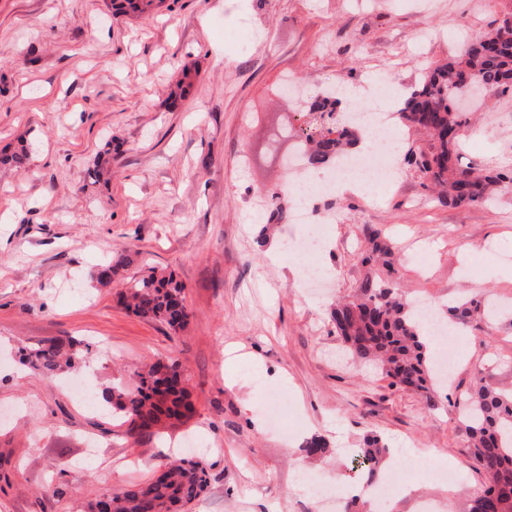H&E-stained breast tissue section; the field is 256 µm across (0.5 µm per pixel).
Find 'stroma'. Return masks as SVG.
Segmentation results:
<instances>
[{
  "mask_svg": "<svg viewBox=\"0 0 512 512\" xmlns=\"http://www.w3.org/2000/svg\"><path fill=\"white\" fill-rule=\"evenodd\" d=\"M510 14L512 0H163L128 18L107 0H0V155L32 146L23 167L0 164V512H81L155 476L190 435L205 447L208 487L188 512H340L299 489V475L332 490L364 484L351 457L373 435L434 454L386 512L424 500L469 512L483 479L452 415L341 359L330 311L384 276L366 258L376 230L400 245L406 294L438 309L473 296L512 304V276L490 273L512 267V185L489 205L448 208L404 164L394 193L319 199L336 222L318 257L330 279L314 288L288 251L307 225L270 223L252 206L284 169L245 152L278 121H309L285 80L307 93L387 82L408 94L428 66ZM183 79L190 93L170 107ZM468 121L462 164L512 166V94L486 95ZM111 139V175L93 181ZM125 251L121 281L152 268L184 284V329L126 310L119 284H91L94 265ZM64 336L89 344L98 388L178 360L193 417L136 441L110 412L78 403L65 379L21 369L19 347ZM480 371L512 388L508 320L467 331L447 394ZM314 435L331 454L308 464L300 448ZM435 469L456 478L435 480Z\"/></svg>",
  "mask_w": 512,
  "mask_h": 512,
  "instance_id": "stroma-1",
  "label": "stroma"
}]
</instances>
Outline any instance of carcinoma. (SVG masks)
I'll return each mask as SVG.
<instances>
[{"label":"carcinoma","mask_w":512,"mask_h":512,"mask_svg":"<svg viewBox=\"0 0 512 512\" xmlns=\"http://www.w3.org/2000/svg\"><path fill=\"white\" fill-rule=\"evenodd\" d=\"M162 0H112V9L122 15L150 13ZM478 82L487 90L512 89V15L504 17L490 32L470 41L460 55L429 68L420 87L398 112L406 125L425 131L430 141L411 149L407 163L416 167L438 188L437 201L448 208L483 205L492 201L497 187L512 184V169H480L460 163L465 120L454 100ZM341 101L317 95L309 112L325 118L326 128L316 136L301 130L311 166H337L348 157L346 146L364 130L357 124L336 119ZM270 216L281 223L290 216L288 186L269 194ZM369 258L378 259L387 271L385 279H366L358 292L336 301L330 312L336 333L357 362L377 360L393 385L418 394L424 405L436 411L444 407L456 415L467 453L484 477L472 500L470 512H512V391H502L487 383L478 372L466 395L454 402L438 400L441 385L432 368L434 353L428 350L413 303L398 292L397 269L392 257L397 244L375 232L368 237ZM130 263V255L118 253L90 271L92 281L102 287L112 285ZM119 300L135 315L158 321L173 330L189 319L184 285L173 275L155 271L130 282ZM447 319L468 328L492 318L486 302L477 297L454 301L446 310ZM84 344L73 337L52 338L19 350V362L49 380L73 373L82 366ZM98 406L112 409V415L127 426L132 438L161 435L183 425L195 411L182 385L181 365L175 359L159 360L134 373L132 383L105 387ZM308 459L321 461L330 453L329 443L314 436L301 448ZM391 455L380 438L366 440L357 462L367 482L387 477L385 461ZM208 486L202 460L184 457L163 466L152 479L118 492H105L89 501L84 512H179L200 498Z\"/></svg>","instance_id":"cac0c4a2"}]
</instances>
